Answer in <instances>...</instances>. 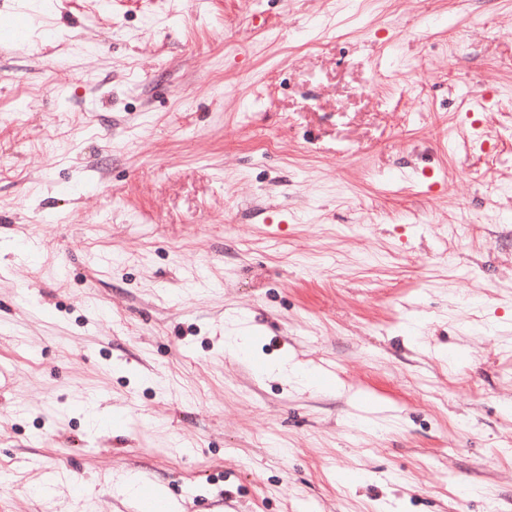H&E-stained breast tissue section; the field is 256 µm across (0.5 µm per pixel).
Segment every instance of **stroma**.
<instances>
[{"label":"stroma","mask_w":512,"mask_h":512,"mask_svg":"<svg viewBox=\"0 0 512 512\" xmlns=\"http://www.w3.org/2000/svg\"><path fill=\"white\" fill-rule=\"evenodd\" d=\"M0 364V512H512V0H0ZM266 373L274 374L286 381H292L298 385L310 387L314 384L311 376H309L304 370L291 366L288 368V363H278L269 366L265 369Z\"/></svg>","instance_id":"35a3bbf8"}]
</instances>
